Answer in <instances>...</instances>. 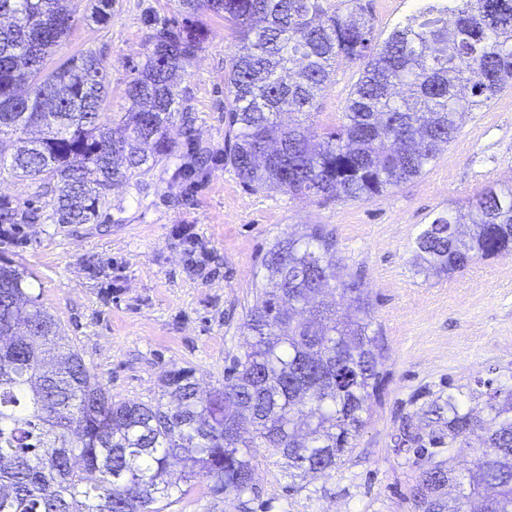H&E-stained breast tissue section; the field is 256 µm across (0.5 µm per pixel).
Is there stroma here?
<instances>
[{"mask_svg": "<svg viewBox=\"0 0 512 512\" xmlns=\"http://www.w3.org/2000/svg\"><path fill=\"white\" fill-rule=\"evenodd\" d=\"M176 13V0H115L109 27L76 23L59 53L103 55L111 90L103 121L125 105L150 23ZM203 23L206 49L182 80L192 135L184 137L179 121L170 129L179 149L191 140L205 149L202 174L186 180L178 161L159 165L115 185L100 223L23 224L0 251L34 273V292L113 398L155 404L172 369H194L203 389L222 387L225 367L246 347L242 323L263 255L285 235L328 225L337 259L360 273L374 305L390 373L355 447L328 475L304 482L289 478L279 456L255 449L247 504L212 500L199 483L165 512H412L419 471L391 442L400 416L415 411L422 391L512 375V255L451 276L420 274L412 263L435 214L506 183L512 90L465 119L424 174L383 197L297 203L251 191L225 165L224 74L236 41L223 19ZM359 72V64L337 60L321 122L335 121Z\"/></svg>", "mask_w": 512, "mask_h": 512, "instance_id": "1", "label": "stroma"}]
</instances>
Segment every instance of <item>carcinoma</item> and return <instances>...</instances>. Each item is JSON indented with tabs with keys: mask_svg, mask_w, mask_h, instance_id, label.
I'll return each instance as SVG.
<instances>
[{
	"mask_svg": "<svg viewBox=\"0 0 512 512\" xmlns=\"http://www.w3.org/2000/svg\"><path fill=\"white\" fill-rule=\"evenodd\" d=\"M0 0V175L35 187L51 213L0 198L3 232L16 224H97L110 187L179 157L175 116L190 124L180 88L205 50L200 16L224 19L238 41L224 75V161L254 191L296 201H370L421 174L462 121L512 87V0H416L374 42L360 0H178L182 21L153 29L129 106L101 122L104 57L51 61L83 0ZM113 0H89L100 29ZM364 67L337 121L319 125L336 60ZM512 254V185L489 186L467 212H439L416 240L422 270L452 275ZM242 324L244 354L224 386L203 391L191 369L171 370L168 402L112 399L65 342L60 323L27 291L32 274L0 256V512H164L207 482L215 500L255 489L251 449L267 448L290 475L336 468L380 397L386 353L359 277L336 261L324 224L278 239ZM339 291L338 303L327 302ZM448 384L401 417L394 450L426 459L414 512H512V384ZM424 421L419 426L415 418ZM247 420L254 436L238 422Z\"/></svg>",
	"mask_w": 512,
	"mask_h": 512,
	"instance_id": "carcinoma-1",
	"label": "carcinoma"
}]
</instances>
